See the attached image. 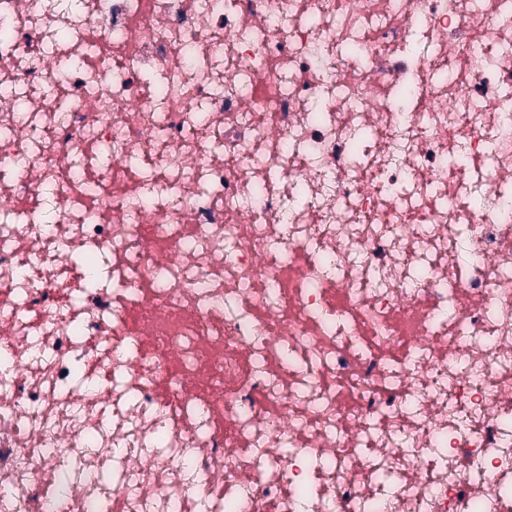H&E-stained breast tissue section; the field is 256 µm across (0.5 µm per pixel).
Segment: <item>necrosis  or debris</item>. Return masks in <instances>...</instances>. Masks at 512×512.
Instances as JSON below:
<instances>
[{
    "label": "necrosis or debris",
    "mask_w": 512,
    "mask_h": 512,
    "mask_svg": "<svg viewBox=\"0 0 512 512\" xmlns=\"http://www.w3.org/2000/svg\"><path fill=\"white\" fill-rule=\"evenodd\" d=\"M0 512H512V0H0Z\"/></svg>",
    "instance_id": "necrosis-or-debris-1"
}]
</instances>
